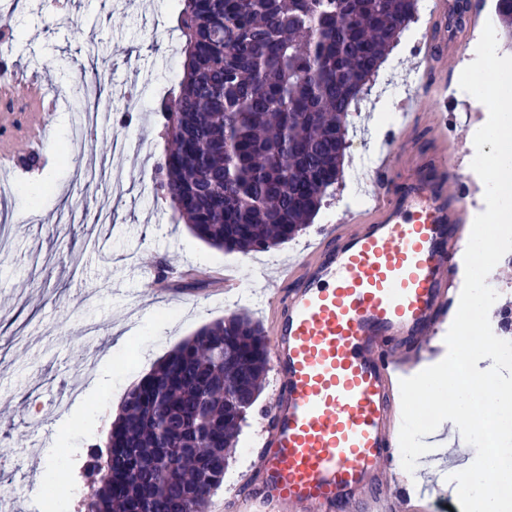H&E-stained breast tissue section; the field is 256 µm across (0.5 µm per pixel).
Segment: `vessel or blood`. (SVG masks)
<instances>
[{"instance_id":"b4317fda","label":"vessel or blood","mask_w":512,"mask_h":512,"mask_svg":"<svg viewBox=\"0 0 512 512\" xmlns=\"http://www.w3.org/2000/svg\"><path fill=\"white\" fill-rule=\"evenodd\" d=\"M452 0H436L418 50L419 91L433 89L438 52L450 37ZM1 101L36 114L27 139L44 145L42 110L54 98L31 80L0 82ZM470 192L447 145L412 155L395 171L391 153L374 170L354 230L337 226L290 264L276 316L271 357L280 384L265 414L258 490L240 512H390L397 453L394 429L400 366L428 351L458 288L457 260L468 239Z\"/></svg>"}]
</instances>
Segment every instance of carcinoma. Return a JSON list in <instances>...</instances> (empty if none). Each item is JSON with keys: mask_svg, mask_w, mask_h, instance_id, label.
<instances>
[{"mask_svg": "<svg viewBox=\"0 0 512 512\" xmlns=\"http://www.w3.org/2000/svg\"><path fill=\"white\" fill-rule=\"evenodd\" d=\"M512 38V0H497ZM418 0H178L184 56L163 104L161 188L173 219L249 254L294 239L332 196L352 104ZM75 111L90 108L74 83ZM245 313L202 327L125 393L84 475V512H197L270 367Z\"/></svg>", "mask_w": 512, "mask_h": 512, "instance_id": "obj_1", "label": "carcinoma"}]
</instances>
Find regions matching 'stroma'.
<instances>
[{
    "label": "stroma",
    "instance_id": "35a3bbf8",
    "mask_svg": "<svg viewBox=\"0 0 512 512\" xmlns=\"http://www.w3.org/2000/svg\"><path fill=\"white\" fill-rule=\"evenodd\" d=\"M16 19L21 39L14 41L9 69L15 76L52 70L59 88L83 78L94 89L117 90L136 84L144 108L130 118L99 121L93 133L75 128L57 133L63 114L49 117V143L32 152L20 132L21 113L13 115L16 165L8 174L12 208L0 222V446L8 448L0 467V488L19 512H44L35 491L48 480L70 487L68 512H79L88 491L80 477L90 445L103 444L107 415L117 414L127 389L149 373L179 342L200 327L231 312H243L272 335L274 315L268 299L281 267L293 261L305 242L330 225L342 224L357 210L369 188L384 131L375 129L380 105L398 108L411 91L416 47L428 16L419 14L393 48L388 72L377 75L369 95L348 118L349 148L336 194L295 239L251 257L210 246L173 223L170 203L157 187L118 194L111 183L91 181L103 161L125 176L154 171L166 153L161 136V100L173 88L180 68L170 46L177 0H26ZM477 43L462 34L458 47L439 63L435 79L448 86L458 103L457 118L441 126L439 91L414 102L412 151L430 152L438 137L455 149L462 173L475 155L473 137L487 108L458 92L451 71L475 58ZM121 139L132 150L118 156L100 142ZM165 264L237 274L238 301L228 304L207 284L187 285L167 298L150 293L151 270ZM94 349L86 366L84 352ZM277 385L268 374L225 471L229 481L254 472L263 442V414ZM441 431L451 440L438 472L422 470L424 485L465 467L474 448L456 435L452 422ZM228 483L215 500L234 497Z\"/></svg>",
    "mask_w": 512,
    "mask_h": 512
}]
</instances>
